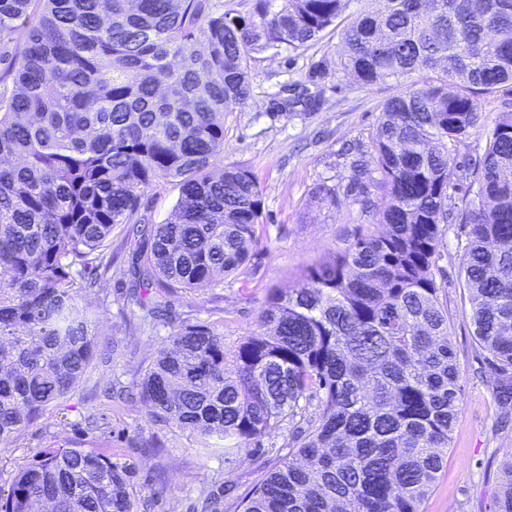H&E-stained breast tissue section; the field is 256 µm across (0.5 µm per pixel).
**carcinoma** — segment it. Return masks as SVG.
Returning a JSON list of instances; mask_svg holds the SVG:
<instances>
[{"label":"carcinoma","mask_w":512,"mask_h":512,"mask_svg":"<svg viewBox=\"0 0 512 512\" xmlns=\"http://www.w3.org/2000/svg\"><path fill=\"white\" fill-rule=\"evenodd\" d=\"M0 0V40L24 31L0 104V447L90 378L106 344L85 297L112 306V279L134 285L147 332L169 329L137 387L152 421L189 433L200 453L224 440V464L264 441L269 473L242 512H423L447 455L463 389L434 268L447 225L467 228L462 257L473 336L512 414V104L491 127L476 95L512 85V0ZM338 33L336 74L360 85L417 75L381 106L349 190L384 193V231L358 235L269 291L259 330L224 342L216 324L157 296L224 285L258 244L262 190L224 168V113L250 94L256 54L308 48ZM288 110L321 105L308 85ZM451 81L456 89L448 90ZM471 199L448 203L453 153ZM174 182V218L144 224L145 190ZM127 225L132 266L115 267ZM289 432L276 445L275 438ZM233 487L201 490L192 512H224ZM138 512L129 470L106 446L52 443L0 488V512ZM494 512H512V454ZM484 141L477 135L472 136L467 140L466 144L458 148L457 162L461 168H457V174H461L462 170L472 163L476 158L483 153Z\"/></svg>","instance_id":"cac0c4a2"}]
</instances>
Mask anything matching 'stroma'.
<instances>
[{
  "label": "stroma",
  "mask_w": 512,
  "mask_h": 512,
  "mask_svg": "<svg viewBox=\"0 0 512 512\" xmlns=\"http://www.w3.org/2000/svg\"><path fill=\"white\" fill-rule=\"evenodd\" d=\"M337 42L336 34L329 32L312 48L257 56L250 64L249 99L224 116V152L215 168L244 165L257 178L263 198L258 245L245 274L225 278L223 288L204 286L173 298L172 305L199 320L223 324L225 342H235L257 329L269 289L287 287L304 267L358 234L383 230L375 216L362 214L354 194L347 192L350 169L341 151L349 143L370 145L380 105L407 91L411 83L361 86L335 75L331 67ZM316 62L329 69L316 86L322 98L320 108L283 110L284 86L303 81ZM326 187L336 190L334 204L318 199ZM179 195L178 185L172 182L148 189L141 206L145 222L169 221ZM466 244L463 228L450 227L436 260L440 298L448 312L464 393L448 453L423 512H492L499 465L512 453V420L504 421L494 403L493 378L473 337L461 272ZM100 325L118 349L111 360L98 363L91 381L103 386L116 378L132 385L139 380L140 369L164 346L166 331L143 332L115 308L101 312ZM89 383L79 382L63 406L50 409L15 445L0 450V487H8L17 467L26 464L38 448L79 438L93 442V434L82 431L83 419L91 411L107 414L111 420L106 439L112 446V460L133 467V489L141 512H187L201 489L223 482L234 487L224 499V512H240L239 496L253 488L273 460L268 453H244L233 468H225L223 457L201 456L187 434L154 424L141 400H88ZM153 438L163 446L158 462L165 480L160 484L147 480L155 461L141 453Z\"/></svg>",
  "instance_id": "stroma-1"
}]
</instances>
